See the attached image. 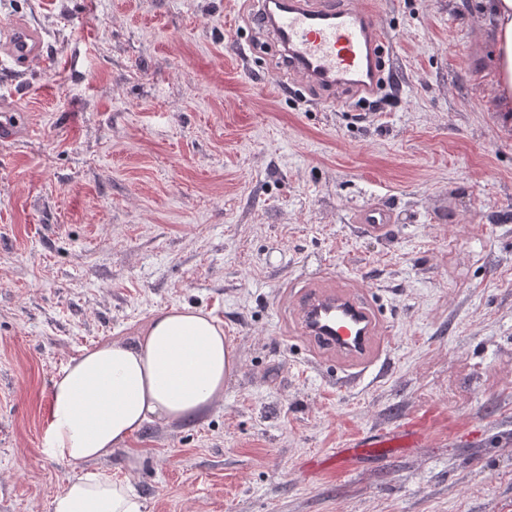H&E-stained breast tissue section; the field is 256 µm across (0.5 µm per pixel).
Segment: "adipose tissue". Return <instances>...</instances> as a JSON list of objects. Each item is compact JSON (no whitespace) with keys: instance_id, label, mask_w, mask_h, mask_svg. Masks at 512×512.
Segmentation results:
<instances>
[{"instance_id":"adipose-tissue-1","label":"adipose tissue","mask_w":512,"mask_h":512,"mask_svg":"<svg viewBox=\"0 0 512 512\" xmlns=\"http://www.w3.org/2000/svg\"><path fill=\"white\" fill-rule=\"evenodd\" d=\"M495 36L490 55L502 109L512 112V0H481ZM235 360L209 314L173 307L153 316L136 341H110L69 363L52 383L46 452L70 464L105 458L144 424L208 414ZM130 486L97 472L68 481L49 512H144Z\"/></svg>"}]
</instances>
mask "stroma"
Masks as SVG:
<instances>
[{
    "label": "stroma",
    "mask_w": 512,
    "mask_h": 512,
    "mask_svg": "<svg viewBox=\"0 0 512 512\" xmlns=\"http://www.w3.org/2000/svg\"><path fill=\"white\" fill-rule=\"evenodd\" d=\"M392 33L380 109L286 89L251 0H0L42 33L0 96V512L89 469L145 512H512V131L478 0H353ZM373 207L386 232L354 224ZM393 333L355 385L287 336L320 266ZM215 317L236 369L204 419L81 468L44 451L54 378L157 313ZM403 433L338 466L341 449Z\"/></svg>",
    "instance_id": "obj_1"
}]
</instances>
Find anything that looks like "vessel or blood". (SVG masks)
<instances>
[{
    "mask_svg": "<svg viewBox=\"0 0 512 512\" xmlns=\"http://www.w3.org/2000/svg\"><path fill=\"white\" fill-rule=\"evenodd\" d=\"M257 16L284 45L289 75L321 88L324 101L372 98L392 72L385 60L388 28L347 0H262ZM7 50L23 65L43 55L40 42L25 28L9 33ZM288 294L295 311L291 333L312 344L316 360L336 359L355 380L390 352V329L366 286L322 269L290 283Z\"/></svg>",
    "mask_w": 512,
    "mask_h": 512,
    "instance_id": "b4317fda",
    "label": "vessel or blood"
}]
</instances>
